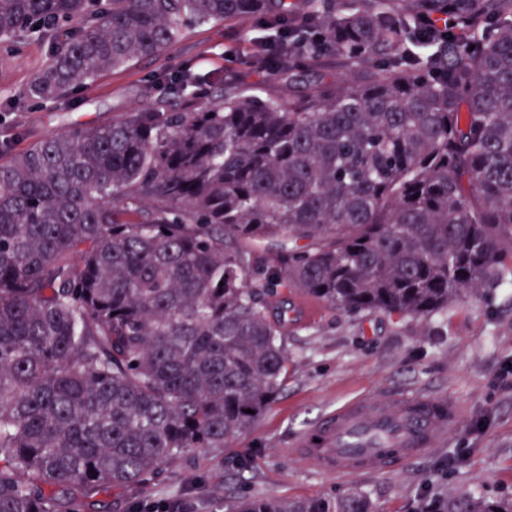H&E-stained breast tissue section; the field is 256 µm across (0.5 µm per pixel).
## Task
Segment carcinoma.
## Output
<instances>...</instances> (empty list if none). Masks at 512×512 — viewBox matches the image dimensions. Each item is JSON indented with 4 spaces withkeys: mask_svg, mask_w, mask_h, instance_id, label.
Wrapping results in <instances>:
<instances>
[{
    "mask_svg": "<svg viewBox=\"0 0 512 512\" xmlns=\"http://www.w3.org/2000/svg\"><path fill=\"white\" fill-rule=\"evenodd\" d=\"M259 16L297 22L288 76L370 80L198 106L179 75L0 163V512H73L249 429L285 379L292 291L425 320L512 266V0H0V42L52 43L29 85L48 100ZM425 17L448 21L428 55ZM228 512L376 510L354 491Z\"/></svg>",
    "mask_w": 512,
    "mask_h": 512,
    "instance_id": "1",
    "label": "carcinoma"
}]
</instances>
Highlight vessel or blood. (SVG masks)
<instances>
[{
  "mask_svg": "<svg viewBox=\"0 0 512 512\" xmlns=\"http://www.w3.org/2000/svg\"><path fill=\"white\" fill-rule=\"evenodd\" d=\"M460 420L458 407L443 399L351 403L326 415L319 440L300 439L295 452L307 464L340 476L384 472L434 447Z\"/></svg>",
  "mask_w": 512,
  "mask_h": 512,
  "instance_id": "1",
  "label": "vessel or blood"
}]
</instances>
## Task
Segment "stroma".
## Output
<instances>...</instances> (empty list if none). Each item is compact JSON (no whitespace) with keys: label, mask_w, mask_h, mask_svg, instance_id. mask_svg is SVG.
Returning a JSON list of instances; mask_svg holds the SVG:
<instances>
[{"label":"stroma","mask_w":512,"mask_h":512,"mask_svg":"<svg viewBox=\"0 0 512 512\" xmlns=\"http://www.w3.org/2000/svg\"><path fill=\"white\" fill-rule=\"evenodd\" d=\"M268 34L253 18L195 26L170 50L47 101L28 95L47 43L22 37L1 44L0 144L21 149L110 124L147 109L175 74L204 67L224 81L287 96L282 71L253 73L245 57L251 39ZM289 301L288 376L253 425L142 487L92 496L82 512H147L173 502L180 512H224L225 503L245 495L313 499L354 490L369 494L377 512H426L447 497L512 496V271L501 270L494 287L421 321L379 311L351 315L318 301L306 314L302 298ZM401 395L451 401L462 421L442 445L382 474H324L294 454V443L336 407Z\"/></svg>","instance_id":"obj_1"}]
</instances>
